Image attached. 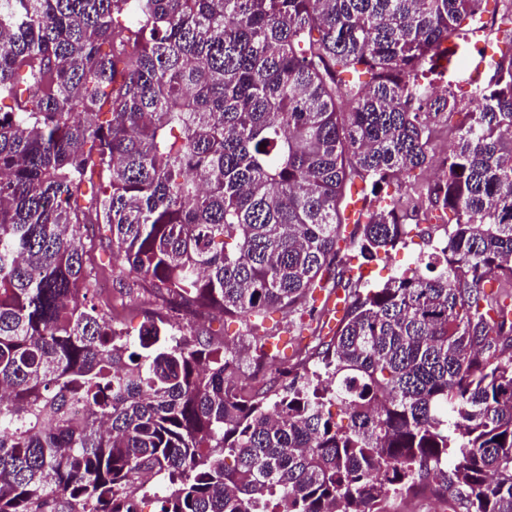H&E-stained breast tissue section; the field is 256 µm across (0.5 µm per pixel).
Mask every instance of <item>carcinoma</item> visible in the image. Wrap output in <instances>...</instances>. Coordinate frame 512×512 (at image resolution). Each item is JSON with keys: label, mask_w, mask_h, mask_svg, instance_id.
<instances>
[{"label": "carcinoma", "mask_w": 512, "mask_h": 512, "mask_svg": "<svg viewBox=\"0 0 512 512\" xmlns=\"http://www.w3.org/2000/svg\"><path fill=\"white\" fill-rule=\"evenodd\" d=\"M481 3L0 0V512H139L145 474L158 512H389L422 487L512 512V54L466 99L422 81ZM462 112L441 177L344 236L351 187L429 166ZM420 196L453 214L425 265L336 270L342 243L408 247ZM89 224L166 303L136 338L95 303ZM340 287L280 389L171 323Z\"/></svg>", "instance_id": "cac0c4a2"}]
</instances>
